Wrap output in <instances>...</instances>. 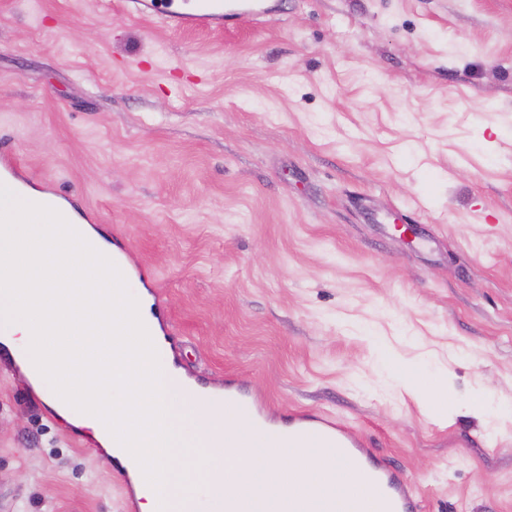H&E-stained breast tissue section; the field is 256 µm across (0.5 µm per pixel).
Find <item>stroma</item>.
<instances>
[{
  "instance_id": "1",
  "label": "stroma",
  "mask_w": 512,
  "mask_h": 512,
  "mask_svg": "<svg viewBox=\"0 0 512 512\" xmlns=\"http://www.w3.org/2000/svg\"><path fill=\"white\" fill-rule=\"evenodd\" d=\"M268 2L173 32L0 0V139L149 271L188 377L336 418L423 512H512V414L470 406L512 402V0ZM131 498L0 367V512Z\"/></svg>"
}]
</instances>
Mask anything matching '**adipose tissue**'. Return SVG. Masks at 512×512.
I'll list each match as a JSON object with an SVG mask.
<instances>
[{
	"instance_id": "adipose-tissue-1",
	"label": "adipose tissue",
	"mask_w": 512,
	"mask_h": 512,
	"mask_svg": "<svg viewBox=\"0 0 512 512\" xmlns=\"http://www.w3.org/2000/svg\"><path fill=\"white\" fill-rule=\"evenodd\" d=\"M70 230L38 218L23 228L0 224V346L54 414L126 469L138 512H195L200 498L211 512H227L229 502L288 512L295 496H372L351 470L327 471L328 449L292 448L259 437L246 418L229 420L220 395L156 353L160 328L140 321L149 295L130 294L112 275V244L83 224L91 248L77 251L66 242ZM92 269L112 285L89 306L78 284ZM50 374L58 386L47 392ZM229 439L246 453H230Z\"/></svg>"
}]
</instances>
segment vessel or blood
<instances>
[{
    "instance_id": "1",
    "label": "vessel or blood",
    "mask_w": 512,
    "mask_h": 512,
    "mask_svg": "<svg viewBox=\"0 0 512 512\" xmlns=\"http://www.w3.org/2000/svg\"><path fill=\"white\" fill-rule=\"evenodd\" d=\"M124 8L131 14L151 16L173 31L221 29L265 11L264 0H124ZM224 406L235 416L250 417L254 425L272 423L260 400L238 385L225 386ZM285 437L292 448L316 445L331 449L334 462H349L378 490L370 508L330 505L325 512H422L420 500L409 490L394 463L366 447L342 424L322 416L298 413L291 419Z\"/></svg>"
}]
</instances>
